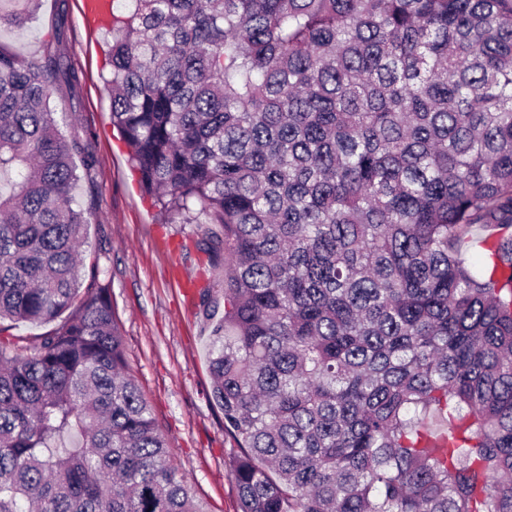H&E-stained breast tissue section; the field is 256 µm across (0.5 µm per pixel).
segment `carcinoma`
Returning <instances> with one entry per match:
<instances>
[{
	"label": "carcinoma",
	"instance_id": "cac0c4a2",
	"mask_svg": "<svg viewBox=\"0 0 512 512\" xmlns=\"http://www.w3.org/2000/svg\"><path fill=\"white\" fill-rule=\"evenodd\" d=\"M121 2L112 125L169 222L221 226L241 512H512V0ZM76 82L0 42V512H206L81 250Z\"/></svg>",
	"mask_w": 512,
	"mask_h": 512
}]
</instances>
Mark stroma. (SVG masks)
Segmentation results:
<instances>
[{"label":"stroma","mask_w":512,"mask_h":512,"mask_svg":"<svg viewBox=\"0 0 512 512\" xmlns=\"http://www.w3.org/2000/svg\"><path fill=\"white\" fill-rule=\"evenodd\" d=\"M55 35L80 84L56 92L52 106L58 118H76L93 137L97 184L84 251L99 256L106 270L101 281L110 291L128 369L173 465L207 512H238L228 465L237 447L223 411L208 399L209 329L198 307L199 290L221 289L224 278L198 249L209 227L167 223L141 191L127 148L112 131L103 37L85 30L79 0H40L27 26L1 29L0 42L33 59Z\"/></svg>","instance_id":"1"}]
</instances>
